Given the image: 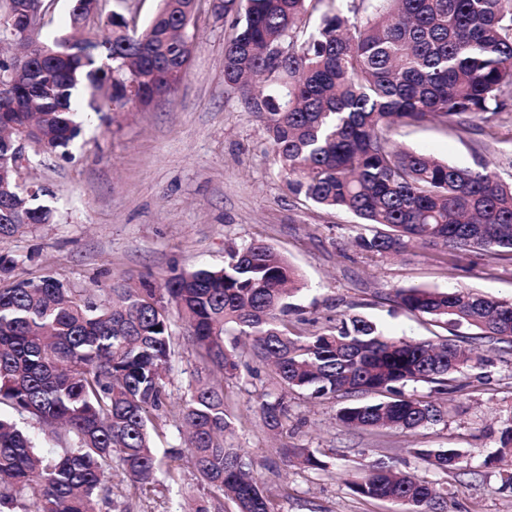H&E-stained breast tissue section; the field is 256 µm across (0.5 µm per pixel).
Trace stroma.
I'll return each mask as SVG.
<instances>
[{
	"instance_id": "1",
	"label": "stroma",
	"mask_w": 512,
	"mask_h": 512,
	"mask_svg": "<svg viewBox=\"0 0 512 512\" xmlns=\"http://www.w3.org/2000/svg\"><path fill=\"white\" fill-rule=\"evenodd\" d=\"M195 49L177 89L148 111L128 106L93 117L65 149L33 159L26 182L42 188L40 202L54 215L25 234L0 241V251L19 260V279L49 275L77 293L109 302L117 285L137 287L200 265L220 267L226 248L258 240L288 258L307 287L296 298L307 332L347 315L376 322L386 335L436 340L443 329L400 307L399 288L428 287L512 301V256L453 248L415 247L391 256L354 244L363 228L348 213L325 211L291 195L273 160L262 117L224 82V44L230 25L215 17L213 0H201L193 20ZM395 142L460 167L512 181V112L469 128L437 121L404 126ZM173 350L166 374L169 402L186 398L200 366L186 327L174 320ZM483 365L459 375L462 391L440 398L432 384L406 391L443 401L446 422L406 433L398 429L344 427L345 406L373 401V394L313 399L289 393L288 419L269 431L255 407L269 389L271 370L250 351L237 377L224 382L230 405L229 443L246 449L254 474L275 512H405V505L364 498L348 487L369 464L381 461L437 484L450 512H512V456L495 459L498 429L512 417V345L473 342ZM306 448L323 461L311 469L287 460ZM419 448H455L459 463L441 472L419 459ZM179 476L147 487L112 469V495L101 512H177L202 496L192 470L177 462Z\"/></svg>"
}]
</instances>
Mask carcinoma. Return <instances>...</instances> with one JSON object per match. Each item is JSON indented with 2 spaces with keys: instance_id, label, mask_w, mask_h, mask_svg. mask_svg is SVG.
Wrapping results in <instances>:
<instances>
[{
  "instance_id": "carcinoma-1",
  "label": "carcinoma",
  "mask_w": 512,
  "mask_h": 512,
  "mask_svg": "<svg viewBox=\"0 0 512 512\" xmlns=\"http://www.w3.org/2000/svg\"><path fill=\"white\" fill-rule=\"evenodd\" d=\"M149 25L99 20L80 52L31 59L44 78L12 75L15 58L0 59V75L16 77L22 112L7 121L30 125V142L51 151L81 134L74 93L83 87L93 110L131 104L141 110L183 80L194 47L197 0H159ZM329 10L300 37L314 0H224L233 15L224 47V83L262 80L247 100L264 121L267 140L288 191L324 209L353 214L372 234L360 250L383 254L416 244L512 252V184L487 168L475 170L401 149L391 139L402 126L430 119L463 127L512 102V0H349ZM17 0H5L0 36L24 30ZM13 133L0 128V239L31 224H47L50 209L14 189ZM18 259L0 253V512H99L112 493V461L130 481H157L163 468L155 438L168 422L187 430V459L206 495L192 512H274L251 473L243 448L227 445L231 421L224 391L197 380L184 404L167 409L165 374L172 358V320L187 325L204 369L235 377L242 364L235 333L253 337L257 356L272 365L276 391L256 400L266 427L288 415L286 394L315 398L373 392L379 399L342 408L339 420L364 429L415 431L447 412L412 398L410 383L442 393L463 389L456 375L470 353L448 341L409 342L383 335L361 316L322 330L288 329L290 302L302 279L272 247L251 242L226 252L224 266L183 270L150 287L114 288L112 302L80 297L51 276L13 277ZM405 309L460 336L512 344V303L456 289L400 288ZM35 421L52 447L43 448L11 414ZM497 455H512V417L498 430ZM419 458L446 472L455 448L421 449ZM362 497L408 506L407 512H448L436 490L382 462L348 482Z\"/></svg>"
}]
</instances>
